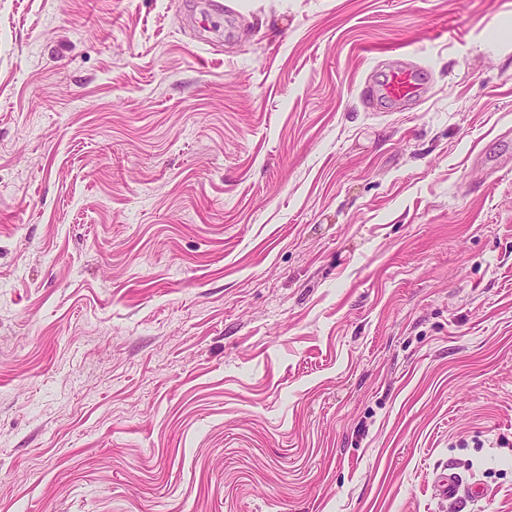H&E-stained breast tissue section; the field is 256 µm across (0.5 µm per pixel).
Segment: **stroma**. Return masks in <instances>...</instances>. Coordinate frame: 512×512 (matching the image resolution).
I'll return each mask as SVG.
<instances>
[{
  "label": "stroma",
  "mask_w": 512,
  "mask_h": 512,
  "mask_svg": "<svg viewBox=\"0 0 512 512\" xmlns=\"http://www.w3.org/2000/svg\"><path fill=\"white\" fill-rule=\"evenodd\" d=\"M449 468L512 512V0H0V512ZM388 67L386 79L373 91V96H381L399 104L416 101L421 96L422 83L420 71L415 69V64L397 59Z\"/></svg>",
  "instance_id": "35a3bbf8"
}]
</instances>
